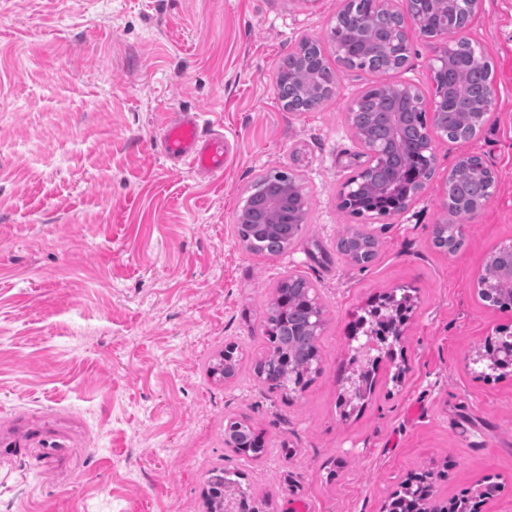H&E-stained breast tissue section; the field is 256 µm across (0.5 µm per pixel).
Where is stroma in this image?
Segmentation results:
<instances>
[{
  "instance_id": "1",
  "label": "stroma",
  "mask_w": 512,
  "mask_h": 512,
  "mask_svg": "<svg viewBox=\"0 0 512 512\" xmlns=\"http://www.w3.org/2000/svg\"><path fill=\"white\" fill-rule=\"evenodd\" d=\"M340 0H0V512H207L210 471L268 492L267 512H383L411 473L443 476L440 499L499 486L478 512H512V374L476 370L475 349L512 333L485 305L487 252L512 239V0H480L468 36L492 62L494 104L466 143L434 136L435 171L403 212L366 225L361 268L336 251L352 219L339 186L363 163L347 120L365 72L341 69L312 112L275 92L299 42L325 41ZM387 80L431 97L433 44L410 30ZM200 113L231 159L194 173L160 151L164 121ZM477 154L493 196L455 253L432 245L449 169ZM272 168L307 190L301 238L247 251L234 215ZM299 274L327 308L323 371L291 404L249 368L213 381L228 343L252 354L273 286ZM417 308L376 387L348 421L338 395L365 366L354 321L378 296ZM245 413L270 452L224 446Z\"/></svg>"
}]
</instances>
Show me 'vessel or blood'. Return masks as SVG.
Wrapping results in <instances>:
<instances>
[{"label": "vessel or blood", "instance_id": "1", "mask_svg": "<svg viewBox=\"0 0 512 512\" xmlns=\"http://www.w3.org/2000/svg\"><path fill=\"white\" fill-rule=\"evenodd\" d=\"M161 147L170 161L200 172L223 169L228 160L223 133L205 132L198 114L184 112L165 127Z\"/></svg>", "mask_w": 512, "mask_h": 512}]
</instances>
